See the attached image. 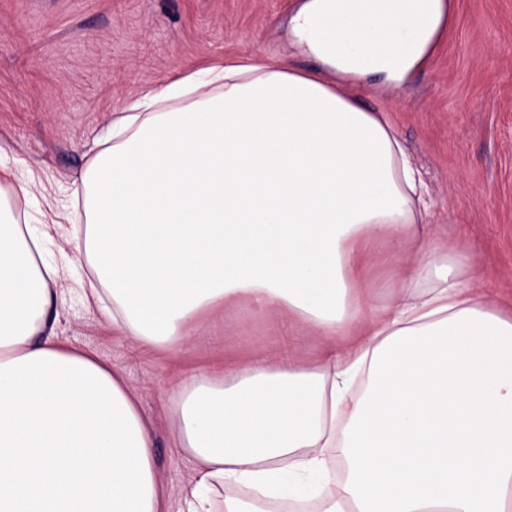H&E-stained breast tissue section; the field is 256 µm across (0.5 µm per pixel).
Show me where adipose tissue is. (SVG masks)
I'll return each instance as SVG.
<instances>
[{"label": "adipose tissue", "instance_id": "1", "mask_svg": "<svg viewBox=\"0 0 512 512\" xmlns=\"http://www.w3.org/2000/svg\"><path fill=\"white\" fill-rule=\"evenodd\" d=\"M442 0H306L301 73L252 55L123 106L116 143L73 182L87 304L145 352L182 354L243 304L316 339L174 385L196 461L185 512H256L283 476L321 477L322 512H512V313L428 218L429 190L385 113L325 73L402 81ZM0 194V512H160L153 440L123 378L48 333L64 293ZM391 288L386 301L376 289Z\"/></svg>", "mask_w": 512, "mask_h": 512}]
</instances>
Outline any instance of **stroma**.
Returning a JSON list of instances; mask_svg holds the SVG:
<instances>
[{
    "instance_id": "stroma-1",
    "label": "stroma",
    "mask_w": 512,
    "mask_h": 512,
    "mask_svg": "<svg viewBox=\"0 0 512 512\" xmlns=\"http://www.w3.org/2000/svg\"><path fill=\"white\" fill-rule=\"evenodd\" d=\"M431 54L402 83L371 73L343 82L388 113L438 202L431 217L486 277L488 298L512 309V0H444ZM301 0H0V167L28 183L22 224L41 231L42 257L66 301L51 313L59 341L124 379L154 443L163 512H180L194 474L178 445L171 378L214 363L288 349L280 317L219 319L215 339L175 358L146 354L88 310L87 259L64 236L82 204L72 182L94 145L112 143V115L142 90L194 68L254 53L302 70L321 62L293 36Z\"/></svg>"
}]
</instances>
